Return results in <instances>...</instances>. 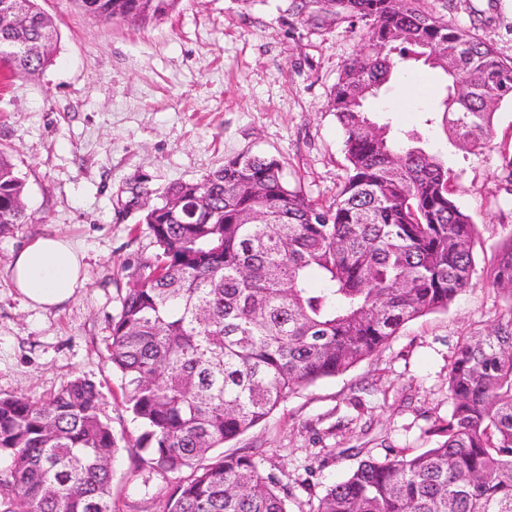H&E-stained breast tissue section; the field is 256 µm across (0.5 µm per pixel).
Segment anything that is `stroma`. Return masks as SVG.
Wrapping results in <instances>:
<instances>
[{
  "label": "stroma",
  "instance_id": "stroma-1",
  "mask_svg": "<svg viewBox=\"0 0 512 512\" xmlns=\"http://www.w3.org/2000/svg\"><path fill=\"white\" fill-rule=\"evenodd\" d=\"M58 39L35 75L0 70V149L26 184L31 223L0 235V397L43 399L75 377L97 384L103 414L123 449L114 462L116 512H163L173 474L137 468L124 446L139 425L124 405L111 362V324L132 276L156 251L143 222L146 200L195 181L242 152L273 156L290 183L330 202L345 177L343 133L326 109L345 63L360 53L365 22L299 21L284 0H180L158 22L106 24L73 0H39ZM512 60V0H422ZM440 94L435 71L418 65L388 83L370 107L393 126L425 130L448 153L459 200L477 224V270L512 235V196L497 177L512 151V104L495 115L498 151H451L441 127L424 129ZM61 233L85 254V281L66 304L29 306L7 273L12 251ZM503 303L478 284L448 311L404 324L389 343L344 374L290 395L256 429L227 444L251 448L262 473L294 483L293 512L309 493L357 463L353 449L380 457L385 445L412 452L437 440L451 411L448 365L464 336L495 324Z\"/></svg>",
  "mask_w": 512,
  "mask_h": 512
}]
</instances>
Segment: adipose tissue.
Wrapping results in <instances>:
<instances>
[{
    "label": "adipose tissue",
    "instance_id": "obj_1",
    "mask_svg": "<svg viewBox=\"0 0 512 512\" xmlns=\"http://www.w3.org/2000/svg\"><path fill=\"white\" fill-rule=\"evenodd\" d=\"M84 255L62 234L37 238L8 266L18 292L33 306L53 308L71 299L84 282Z\"/></svg>",
    "mask_w": 512,
    "mask_h": 512
}]
</instances>
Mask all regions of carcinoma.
<instances>
[{"label": "carcinoma", "instance_id": "1", "mask_svg": "<svg viewBox=\"0 0 512 512\" xmlns=\"http://www.w3.org/2000/svg\"><path fill=\"white\" fill-rule=\"evenodd\" d=\"M0 21V67L24 77L52 60L57 33L38 0ZM104 22L145 25L178 0H74ZM299 18L368 25L327 110L344 134L346 176L328 204L291 185L280 160L239 154L147 209L157 246L112 318V366L141 433L140 464L172 473L163 512H291V488L224 444L289 395L379 352L406 322L473 285L478 229L458 179L423 132L379 123L369 98L408 64L441 71V124L458 151H492L494 116L512 102V61L420 0H290ZM30 223L23 180L0 152V234ZM487 284L506 309L466 337L448 365L453 406L419 453L384 446L316 496L308 512H512V235ZM85 378L46 399L0 398L6 512H114L119 439Z\"/></svg>", "mask_w": 512, "mask_h": 512}]
</instances>
